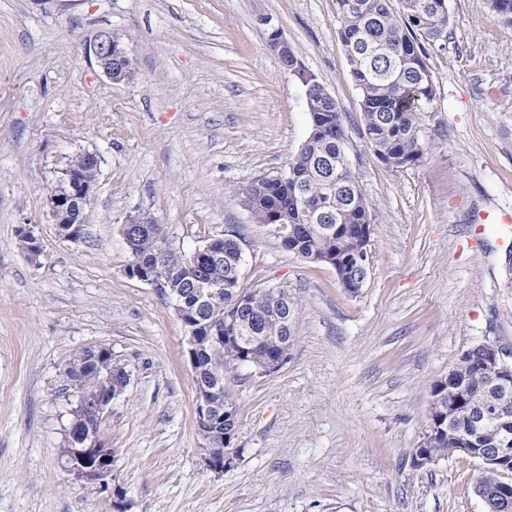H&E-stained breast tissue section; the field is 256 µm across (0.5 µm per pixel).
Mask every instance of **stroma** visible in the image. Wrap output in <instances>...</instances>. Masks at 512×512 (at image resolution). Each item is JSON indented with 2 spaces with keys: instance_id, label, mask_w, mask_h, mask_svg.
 <instances>
[{
  "instance_id": "obj_1",
  "label": "stroma",
  "mask_w": 512,
  "mask_h": 512,
  "mask_svg": "<svg viewBox=\"0 0 512 512\" xmlns=\"http://www.w3.org/2000/svg\"><path fill=\"white\" fill-rule=\"evenodd\" d=\"M447 7L427 50L426 153L391 170L366 145L336 0H0V512H116L62 458L78 401L64 370L95 346L130 372L103 431L125 512H484L475 461L413 464L434 384L477 344L512 351V223L497 221L512 211V26L491 0ZM275 29L335 99L375 210L355 295L238 193L283 174L309 132ZM112 31L133 60L121 84L88 55ZM84 150L101 166L74 243L47 194ZM144 211L186 253L239 231L244 286H286L298 306L282 367L230 383L238 454L220 473L205 465L184 328L127 272L121 228Z\"/></svg>"
}]
</instances>
